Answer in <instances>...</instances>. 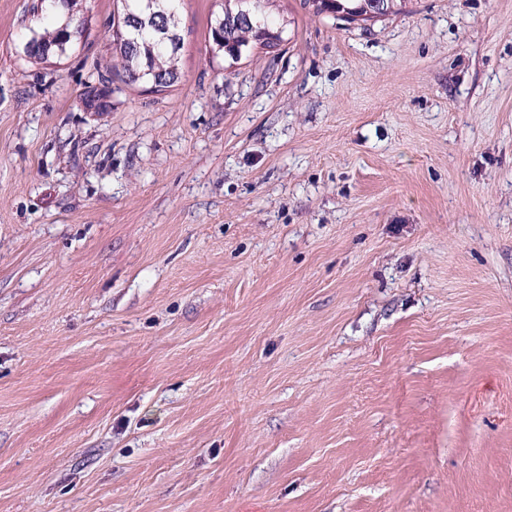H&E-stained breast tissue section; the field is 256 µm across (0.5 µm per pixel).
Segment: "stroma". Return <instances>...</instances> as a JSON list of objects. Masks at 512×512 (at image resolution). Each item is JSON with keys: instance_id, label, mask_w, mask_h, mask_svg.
Instances as JSON below:
<instances>
[{"instance_id": "1", "label": "stroma", "mask_w": 512, "mask_h": 512, "mask_svg": "<svg viewBox=\"0 0 512 512\" xmlns=\"http://www.w3.org/2000/svg\"><path fill=\"white\" fill-rule=\"evenodd\" d=\"M0 0V512H512V0H270L237 63H60Z\"/></svg>"}]
</instances>
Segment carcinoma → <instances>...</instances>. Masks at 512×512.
Returning a JSON list of instances; mask_svg holds the SVG:
<instances>
[{"instance_id":"obj_1","label":"carcinoma","mask_w":512,"mask_h":512,"mask_svg":"<svg viewBox=\"0 0 512 512\" xmlns=\"http://www.w3.org/2000/svg\"><path fill=\"white\" fill-rule=\"evenodd\" d=\"M371 0H339L334 4L315 3V13H341ZM177 0H121V11L113 27L112 60L106 63L101 82H112V75L121 77L127 85L155 84L164 91L180 78L177 65L181 37L176 13ZM266 0H225L222 11L214 16L210 35L214 49L230 57L225 48L241 47L247 53L256 47L266 48L261 33H273L280 28L268 23ZM30 14L28 38L36 48L25 57L46 62L39 47L60 50V60L72 50L87 31L86 24H77L81 10L78 0H34Z\"/></svg>"}]
</instances>
